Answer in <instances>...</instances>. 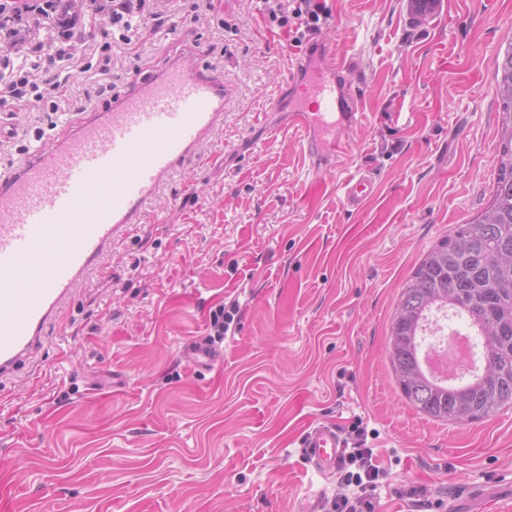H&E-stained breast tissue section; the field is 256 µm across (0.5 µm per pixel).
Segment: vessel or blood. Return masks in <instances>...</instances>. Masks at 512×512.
I'll use <instances>...</instances> for the list:
<instances>
[{"mask_svg":"<svg viewBox=\"0 0 512 512\" xmlns=\"http://www.w3.org/2000/svg\"><path fill=\"white\" fill-rule=\"evenodd\" d=\"M351 65V58L327 52L297 70L315 108L292 112L288 126L302 134L303 156L314 169H344L349 147L336 131L363 118L344 81ZM228 96L222 76L177 53L113 96L110 111L83 113L48 146L0 172V380L32 357L113 240L145 223L167 177L199 157L224 122ZM342 189L345 208L356 212L376 195L377 181L359 170ZM187 360L211 367L223 355L199 345ZM301 446L320 477L335 474L344 448L335 425L315 423Z\"/></svg>","mask_w":512,"mask_h":512,"instance_id":"1","label":"vessel or blood"}]
</instances>
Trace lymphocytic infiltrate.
Returning a JSON list of instances; mask_svg holds the SVG:
<instances>
[{"label":"lymphocytic infiltrate","mask_w":512,"mask_h":512,"mask_svg":"<svg viewBox=\"0 0 512 512\" xmlns=\"http://www.w3.org/2000/svg\"><path fill=\"white\" fill-rule=\"evenodd\" d=\"M271 21L301 45L307 33L320 29L329 15L319 0H262ZM167 0H0V127L9 138L19 135V114L33 107L44 130L55 127L61 114L83 110L92 97L114 90L110 60L92 64L87 59L84 34L89 21L115 28L126 55H140L146 32L163 27ZM49 29L48 38L35 31ZM91 81L76 90V74ZM362 424L352 426L351 437L336 473L341 486L330 502V512H376L377 490L388 472L376 449L367 444Z\"/></svg>","instance_id":"1"}]
</instances>
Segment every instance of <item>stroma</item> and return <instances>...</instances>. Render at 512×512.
Masks as SVG:
<instances>
[{"label": "stroma", "instance_id": "stroma-1", "mask_svg": "<svg viewBox=\"0 0 512 512\" xmlns=\"http://www.w3.org/2000/svg\"><path fill=\"white\" fill-rule=\"evenodd\" d=\"M173 0L126 87L166 56L221 74L224 123L200 161L172 173L148 221L112 243L58 323L0 383V496L10 512H301L322 483L299 448L315 421L373 433L389 478L377 512H512V407L474 422L430 419L406 402L388 345L399 294L425 254L491 199L501 107L495 59L512 0H452L417 23L409 0H325L328 22L289 46L259 0L223 21ZM357 57L347 75L365 115L342 132L349 170L376 196L347 211L338 175L313 172L300 138L267 134L306 107L289 63ZM238 321L213 339L215 310ZM216 344L220 365L182 356Z\"/></svg>", "mask_w": 512, "mask_h": 512}]
</instances>
